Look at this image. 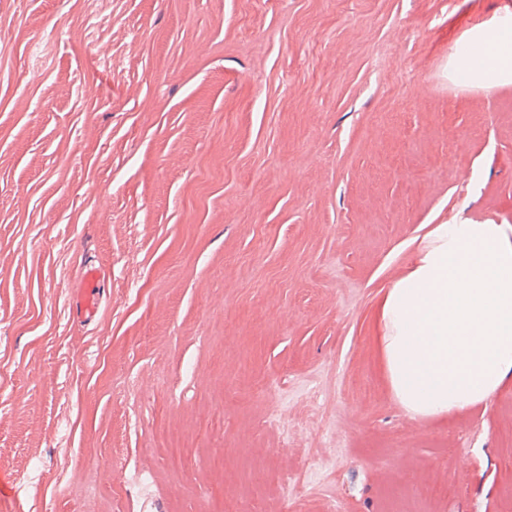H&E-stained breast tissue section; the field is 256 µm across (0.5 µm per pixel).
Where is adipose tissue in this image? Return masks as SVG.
Wrapping results in <instances>:
<instances>
[{"label":"adipose tissue","instance_id":"1","mask_svg":"<svg viewBox=\"0 0 512 512\" xmlns=\"http://www.w3.org/2000/svg\"><path fill=\"white\" fill-rule=\"evenodd\" d=\"M453 79L512 84V23L476 26L449 60ZM391 391L415 418L483 402L512 377V226L438 224L377 311Z\"/></svg>","mask_w":512,"mask_h":512}]
</instances>
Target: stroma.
Here are the masks:
<instances>
[{"mask_svg": "<svg viewBox=\"0 0 512 512\" xmlns=\"http://www.w3.org/2000/svg\"><path fill=\"white\" fill-rule=\"evenodd\" d=\"M499 15L0 0V512H506L512 381L411 419L374 320L434 225H512V85L448 74ZM105 275L96 266L88 264L80 271L79 282L75 289L74 300L84 319H93L99 310L102 284Z\"/></svg>", "mask_w": 512, "mask_h": 512, "instance_id": "stroma-1", "label": "stroma"}]
</instances>
